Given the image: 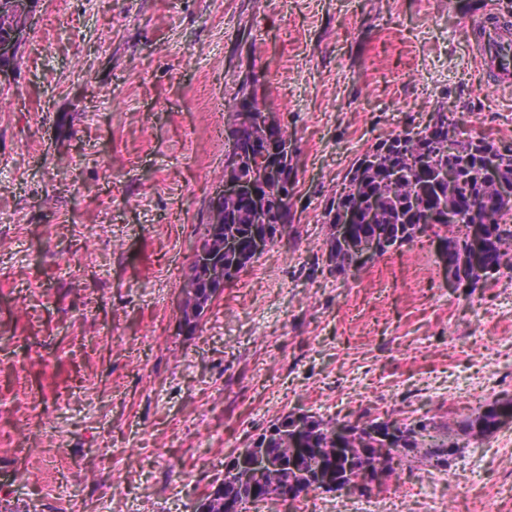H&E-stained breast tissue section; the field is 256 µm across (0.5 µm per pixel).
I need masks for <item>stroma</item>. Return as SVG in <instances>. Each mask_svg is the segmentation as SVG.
I'll return each instance as SVG.
<instances>
[{
  "instance_id": "stroma-1",
  "label": "stroma",
  "mask_w": 512,
  "mask_h": 512,
  "mask_svg": "<svg viewBox=\"0 0 512 512\" xmlns=\"http://www.w3.org/2000/svg\"><path fill=\"white\" fill-rule=\"evenodd\" d=\"M512 0H36L0 82V512H196L283 416L426 424L368 491L250 512H512V268L454 287L420 235L330 270V200L395 135L474 121L512 148V90L482 88L468 26ZM256 74L296 149L288 240L195 329L180 284L224 179L234 97ZM56 453L67 478L34 461ZM509 410L512 411L511 401L495 402L474 420H466L463 422V430L474 431L478 429L481 432L487 431L494 427L497 424L498 418ZM397 431L400 435L397 437L396 441L393 444L394 448H415L418 449V452L422 454L424 458H428L430 460L436 459V461H440L444 459L445 456L449 455L452 448H456V442H448L445 439H434V436L430 434L425 435L424 432L427 431L426 425H422L418 431L413 428H404L402 430L400 427H396ZM427 437L430 438L427 441Z\"/></svg>"
}]
</instances>
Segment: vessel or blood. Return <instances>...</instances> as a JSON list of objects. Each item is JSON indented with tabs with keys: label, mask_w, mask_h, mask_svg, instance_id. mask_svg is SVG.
Instances as JSON below:
<instances>
[{
	"label": "vessel or blood",
	"mask_w": 512,
	"mask_h": 512,
	"mask_svg": "<svg viewBox=\"0 0 512 512\" xmlns=\"http://www.w3.org/2000/svg\"><path fill=\"white\" fill-rule=\"evenodd\" d=\"M472 50L482 85L505 87L512 84V20L497 13H484L471 25Z\"/></svg>",
	"instance_id": "b4317fda"
}]
</instances>
